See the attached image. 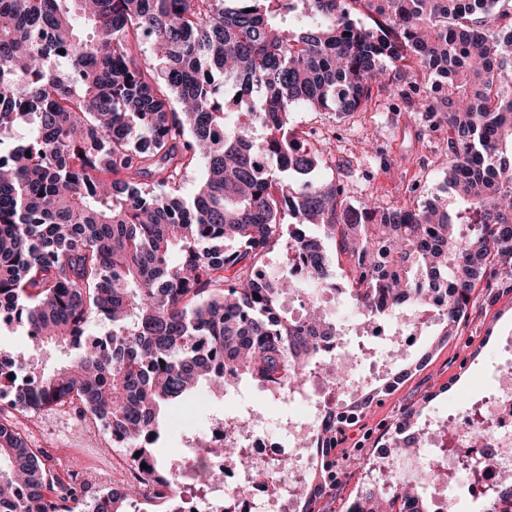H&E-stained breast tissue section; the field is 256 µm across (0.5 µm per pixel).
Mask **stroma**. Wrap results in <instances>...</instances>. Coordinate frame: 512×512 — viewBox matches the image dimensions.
Wrapping results in <instances>:
<instances>
[{
  "label": "stroma",
  "instance_id": "1",
  "mask_svg": "<svg viewBox=\"0 0 512 512\" xmlns=\"http://www.w3.org/2000/svg\"><path fill=\"white\" fill-rule=\"evenodd\" d=\"M293 120L300 129L325 138L336 160V178L353 204L410 207L441 195L444 189L447 132L426 129L394 86H373L365 111L338 116L299 108ZM503 336H512V293L494 302L478 297L448 343L434 347L429 333L418 339L407 359L412 362L426 353L427 365L382 404L373 406L362 427L393 421L409 404L432 413L446 410L452 402L477 403L488 389L490 356ZM223 406V397L202 393L199 403L182 406L190 420L186 426L176 424L172 409H164L165 429L158 443L163 455L177 458L186 430L203 427L208 415ZM19 427L32 445L42 448L51 468H59L70 449H80L87 467L86 485L98 494L110 491L112 467L129 459L127 449L113 447L109 431L69 404L20 418Z\"/></svg>",
  "mask_w": 512,
  "mask_h": 512
}]
</instances>
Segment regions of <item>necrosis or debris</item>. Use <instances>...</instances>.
<instances>
[{"mask_svg":"<svg viewBox=\"0 0 512 512\" xmlns=\"http://www.w3.org/2000/svg\"><path fill=\"white\" fill-rule=\"evenodd\" d=\"M426 324L424 310L411 311L403 321L385 322L369 317L362 334L381 344L382 352L398 359L411 337ZM346 349L342 340L320 343L318 371L304 387L286 394L288 415L275 419L253 414L250 408L228 405L213 415L203 436H189L178 459V479L166 495L167 512H297L305 485L295 476L321 478V463L314 444L329 425L330 414L345 410L361 395L367 374L365 363L352 362L350 380L337 384L333 373ZM489 388L477 413L458 404L448 413L418 422L413 430L384 437L369 456L371 470L384 493L397 495L403 484L419 485L430 512H466L468 502L512 471V336L503 337L492 354ZM218 448L206 468L213 475L207 486H198V465L193 449L198 440ZM243 448L252 470L240 468L222 448ZM267 470L265 482H256L253 469Z\"/></svg>","mask_w":512,"mask_h":512,"instance_id":"obj_1","label":"necrosis or debris"}]
</instances>
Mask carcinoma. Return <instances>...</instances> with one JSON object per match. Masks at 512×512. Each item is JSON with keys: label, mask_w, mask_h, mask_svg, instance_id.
<instances>
[{"label": "carcinoma", "mask_w": 512, "mask_h": 512, "mask_svg": "<svg viewBox=\"0 0 512 512\" xmlns=\"http://www.w3.org/2000/svg\"><path fill=\"white\" fill-rule=\"evenodd\" d=\"M146 47L154 66L138 62ZM407 58L445 85L416 111L448 127L447 195L354 206L326 143L291 114L356 112ZM2 141L14 147L0 154V320L21 324L32 351L13 355L14 378L0 369V398L25 415L79 402L139 453L142 481L76 494L1 417L0 512H130L145 481L164 495L162 407L245 378L277 393L340 335L318 308L331 245L348 255L346 296L365 316L446 291L440 345L481 281L512 290V0H0ZM289 237L313 260L306 282L267 263ZM92 319L108 338L87 340ZM54 348L69 362L31 370ZM427 360L376 379L336 426ZM324 448L300 512L336 499V437ZM412 499L366 482L345 510L405 512ZM486 500L512 512V483Z\"/></svg>", "instance_id": "1"}]
</instances>
